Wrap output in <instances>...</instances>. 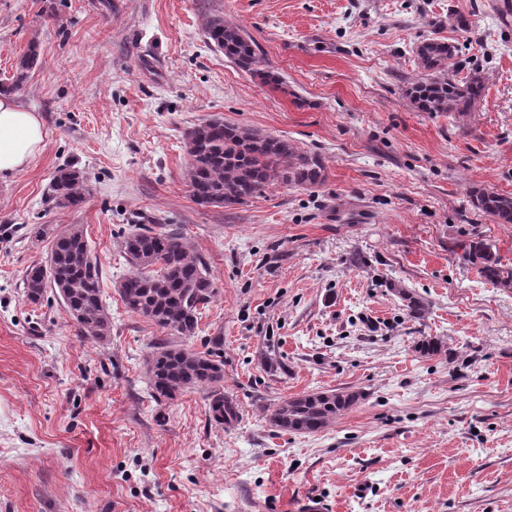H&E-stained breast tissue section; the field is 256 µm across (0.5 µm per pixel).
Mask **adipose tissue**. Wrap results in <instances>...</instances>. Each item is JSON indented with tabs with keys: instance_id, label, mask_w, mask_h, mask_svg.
<instances>
[{
	"instance_id": "1",
	"label": "adipose tissue",
	"mask_w": 512,
	"mask_h": 512,
	"mask_svg": "<svg viewBox=\"0 0 512 512\" xmlns=\"http://www.w3.org/2000/svg\"><path fill=\"white\" fill-rule=\"evenodd\" d=\"M45 131L39 116L23 108L13 96L0 95V176L27 166L40 151Z\"/></svg>"
}]
</instances>
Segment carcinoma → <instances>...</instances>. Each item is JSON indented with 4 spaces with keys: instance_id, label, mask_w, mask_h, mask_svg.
<instances>
[{
    "instance_id": "1",
    "label": "carcinoma",
    "mask_w": 512,
    "mask_h": 512,
    "mask_svg": "<svg viewBox=\"0 0 512 512\" xmlns=\"http://www.w3.org/2000/svg\"><path fill=\"white\" fill-rule=\"evenodd\" d=\"M205 29L210 42L237 67L275 81L261 68L254 41L240 27L212 18ZM455 52V46L441 40L418 45L416 54L424 76L411 84L408 95L420 110L463 112L481 92L478 76L463 85L448 77L449 60ZM39 56V45L31 44L18 61L11 83L1 85L0 93L20 89L36 68ZM185 145L189 191L201 206L229 208L261 195L273 184L313 186L324 180L319 157L298 150L285 139L219 119L191 128ZM50 190L57 206L75 208L84 202L87 177L75 169L61 168L53 176ZM474 204L498 223L512 224V195L479 191ZM121 252L130 267L119 288L128 311L148 318L165 332L194 335L201 311L212 302L216 289L206 262L191 252L187 237L174 229L135 232L124 238ZM464 254L486 281L503 287L512 285V267L502 264L491 245L473 241ZM101 274L83 231L73 225L53 237L46 263L26 271L24 296L37 304L46 289L55 290L78 334L103 342L110 336L112 323L102 299ZM393 291L404 302L409 317L420 320L425 316L426 305L420 298L396 284ZM415 350L423 356H434L442 351V344L436 337L425 336L416 342ZM148 372L155 397L169 399L184 389L219 383L223 361L210 353L163 342L149 358ZM360 399L362 393L350 390L302 394L282 401L271 420L281 430L315 433ZM209 412L219 424L235 417L233 406L220 393L212 395Z\"/></svg>"
}]
</instances>
